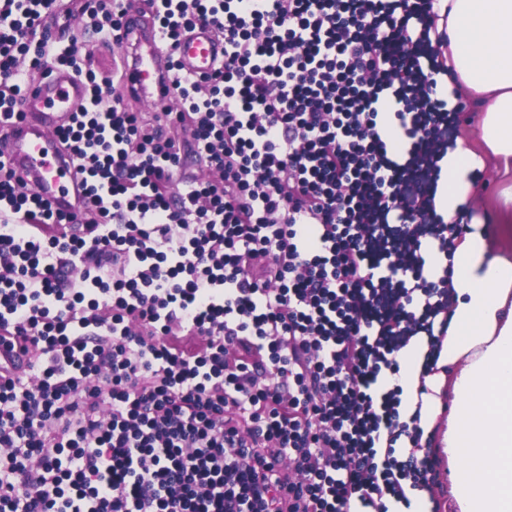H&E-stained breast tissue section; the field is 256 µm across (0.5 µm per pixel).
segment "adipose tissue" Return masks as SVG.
Wrapping results in <instances>:
<instances>
[{
	"mask_svg": "<svg viewBox=\"0 0 512 512\" xmlns=\"http://www.w3.org/2000/svg\"><path fill=\"white\" fill-rule=\"evenodd\" d=\"M434 10L447 35L437 94L455 80L481 94L480 142L457 141L439 163L436 212L469 229L451 255L426 248L429 275L449 276L454 289L448 333L439 352L422 333L398 352L400 412L416 420L422 446L447 458L458 512H512V185L495 202L497 229L465 208L486 156L512 167V0H436Z\"/></svg>",
	"mask_w": 512,
	"mask_h": 512,
	"instance_id": "obj_1",
	"label": "adipose tissue"
}]
</instances>
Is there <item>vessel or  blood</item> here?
<instances>
[{"label": "vessel or blood", "mask_w": 512, "mask_h": 512, "mask_svg": "<svg viewBox=\"0 0 512 512\" xmlns=\"http://www.w3.org/2000/svg\"><path fill=\"white\" fill-rule=\"evenodd\" d=\"M129 50L121 96L136 95L147 108L171 106L176 97L174 74L197 80L211 76L224 62V41L209 25L186 32L169 45L149 10L127 11L121 29ZM87 85L70 69L59 66L32 81L22 100L24 117L9 124L5 159L21 172L31 189L53 209L78 212L85 186L71 156L56 135L88 103Z\"/></svg>", "instance_id": "vessel-or-blood-1"}]
</instances>
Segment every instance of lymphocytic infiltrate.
Listing matches in <instances>:
<instances>
[{
  "instance_id": "obj_1",
  "label": "lymphocytic infiltrate",
  "mask_w": 512,
  "mask_h": 512,
  "mask_svg": "<svg viewBox=\"0 0 512 512\" xmlns=\"http://www.w3.org/2000/svg\"><path fill=\"white\" fill-rule=\"evenodd\" d=\"M224 68L134 111L61 7L121 47L129 0H0V124L70 68L60 139L89 181L61 215L0 158V512H388L436 482L402 421L397 352L450 305L439 162L464 102L436 92L433 0H148ZM390 108L402 143L379 131ZM181 124L190 143L167 134ZM221 172L173 194L182 155ZM407 438L412 451L398 453Z\"/></svg>"
}]
</instances>
